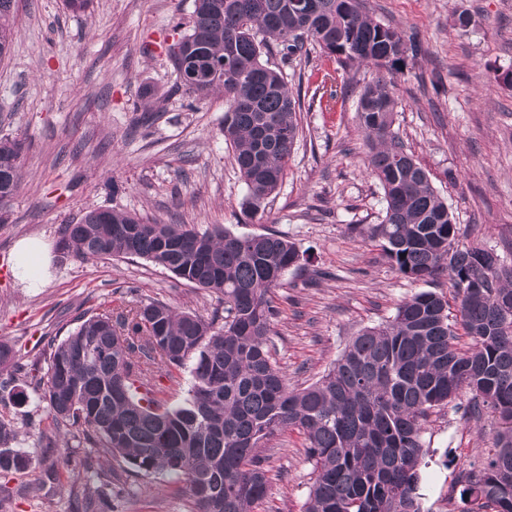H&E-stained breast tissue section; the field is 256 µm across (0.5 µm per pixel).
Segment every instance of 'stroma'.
<instances>
[{
	"label": "stroma",
	"mask_w": 512,
	"mask_h": 512,
	"mask_svg": "<svg viewBox=\"0 0 512 512\" xmlns=\"http://www.w3.org/2000/svg\"><path fill=\"white\" fill-rule=\"evenodd\" d=\"M371 17L415 34L418 59L396 74L394 132L430 174L461 229L462 245L502 250L512 241V0H363ZM193 0H93L84 13L62 0H16L17 31L0 58V136L23 140L22 182L0 207V341L25 360L39 357L83 315L108 308L117 287L136 299L211 314L216 297L168 270L133 258L79 263L59 249L63 225L91 208L117 209L162 224L220 225L237 235L275 230L300 254L271 297L278 315L272 354L290 383L318 380L367 326L390 320L415 293L443 294L458 306L446 276L415 282L400 274L368 225L383 216V193L367 168L356 111L375 76L366 64L340 67L320 49L266 60L299 94L302 131L278 190L252 218L247 189L224 141V96L195 100L176 85L168 52L185 33ZM468 12L471 24L456 18ZM51 248V277L34 290L11 271L22 239ZM466 399L435 409L422 433L427 451L422 512H460L466 473L487 457L492 415L469 419ZM30 468L0 475L9 512H73L67 493L44 477L51 460L70 459L86 490L100 464H87L69 438L34 442L51 420L46 407L17 405L0 391ZM302 434L287 430L261 454L270 484L254 512H303L312 478ZM117 512H189L187 485L170 477L116 473Z\"/></svg>",
	"instance_id": "obj_1"
}]
</instances>
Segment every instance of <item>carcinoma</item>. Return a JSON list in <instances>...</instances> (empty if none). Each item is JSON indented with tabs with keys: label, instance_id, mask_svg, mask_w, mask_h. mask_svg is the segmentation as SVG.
<instances>
[{
	"label": "carcinoma",
	"instance_id": "carcinoma-1",
	"mask_svg": "<svg viewBox=\"0 0 512 512\" xmlns=\"http://www.w3.org/2000/svg\"><path fill=\"white\" fill-rule=\"evenodd\" d=\"M14 0H0V55L12 43ZM290 56L317 46L343 66L382 72L360 95L368 166L383 191L384 216L367 229L404 276L448 277L460 322L433 291L403 301L394 317L364 328L316 382L292 388L270 347L277 310L270 293L297 266L298 248L277 232L236 235L221 227L158 224L115 209L93 208L62 227L63 254L79 262L142 258L195 288L217 295L224 312L204 316L161 300L121 293V305L83 317L51 339L45 367L26 363L0 342V389L20 405L47 403L54 430L89 448L108 470L93 496L79 495L70 460L48 474L72 498L74 512H114L116 465L132 476L185 481L191 512H253L270 478L259 449L288 429L303 434L313 468L304 512H421L424 424L436 408L469 393L498 417L492 450L460 490L461 512H512V264L497 252L459 246L460 228L428 172L393 131L397 101L386 75L403 71L418 43L361 8V0H194L188 31L169 47L178 87L202 100L224 93V141L256 215L279 187L299 136L296 101L284 74L262 49ZM215 65L224 79L190 84L183 73ZM22 142L0 137V205L17 192ZM470 337L457 347L458 330ZM173 381L190 368L185 403L157 398L155 366ZM20 433L0 418V475L21 473L30 455Z\"/></svg>",
	"mask_w": 512,
	"mask_h": 512
}]
</instances>
